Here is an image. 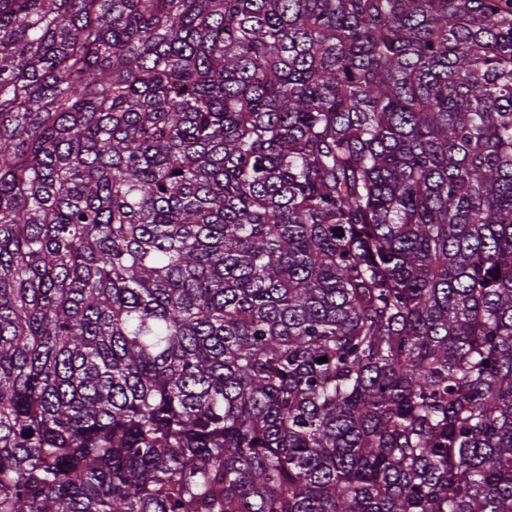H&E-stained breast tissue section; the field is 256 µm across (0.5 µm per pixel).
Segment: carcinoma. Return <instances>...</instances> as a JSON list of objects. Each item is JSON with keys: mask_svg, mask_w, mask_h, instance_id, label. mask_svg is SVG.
<instances>
[{"mask_svg": "<svg viewBox=\"0 0 512 512\" xmlns=\"http://www.w3.org/2000/svg\"><path fill=\"white\" fill-rule=\"evenodd\" d=\"M0 512H512V0H0Z\"/></svg>", "mask_w": 512, "mask_h": 512, "instance_id": "cac0c4a2", "label": "carcinoma"}]
</instances>
